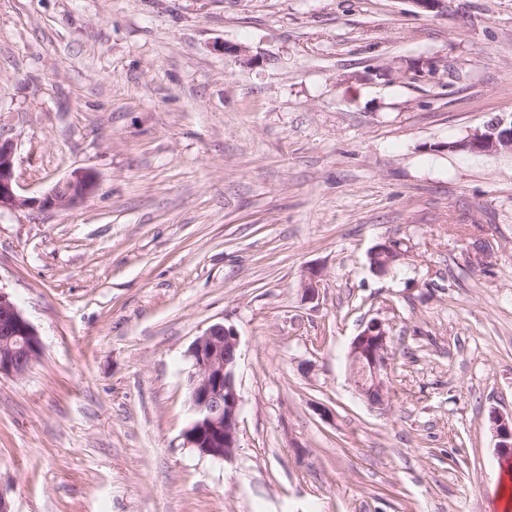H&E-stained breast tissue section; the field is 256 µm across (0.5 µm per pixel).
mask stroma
<instances>
[{"mask_svg":"<svg viewBox=\"0 0 512 512\" xmlns=\"http://www.w3.org/2000/svg\"><path fill=\"white\" fill-rule=\"evenodd\" d=\"M510 112L512 0H0L19 194L98 179L0 212V289L42 345L0 375L9 512H498L512 156L442 145ZM391 240L407 258L377 274ZM374 318L380 406L347 362ZM217 323L239 337L228 461L182 437ZM15 151L13 143L0 139V211L2 209L67 210L77 206L94 192L95 176L89 171L75 172L70 178L58 182L41 197H24L17 191Z\"/></svg>","mask_w":512,"mask_h":512,"instance_id":"obj_1","label":"stroma"}]
</instances>
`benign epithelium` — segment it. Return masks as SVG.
Returning a JSON list of instances; mask_svg holds the SVG:
<instances>
[{
	"instance_id": "obj_1",
	"label": "benign epithelium",
	"mask_w": 512,
	"mask_h": 512,
	"mask_svg": "<svg viewBox=\"0 0 512 512\" xmlns=\"http://www.w3.org/2000/svg\"><path fill=\"white\" fill-rule=\"evenodd\" d=\"M445 148L474 155L512 154V114L492 119L483 128L445 144ZM17 186L13 143L0 139V210L71 209L94 192L97 182L91 172L77 171L41 197H24L18 193ZM301 288L305 298H315L319 288L316 270L303 274ZM388 340L385 323L373 319L350 345L351 377L356 391L367 401L375 393L384 395L388 389L392 368ZM238 347L236 332L215 324L195 339L189 351L192 418L183 436L186 447L202 457L223 461L231 458L238 448L240 395L235 378ZM40 352L36 329L10 295L0 290V375L26 374ZM488 419L497 439V454L512 456V414L493 408Z\"/></svg>"
}]
</instances>
